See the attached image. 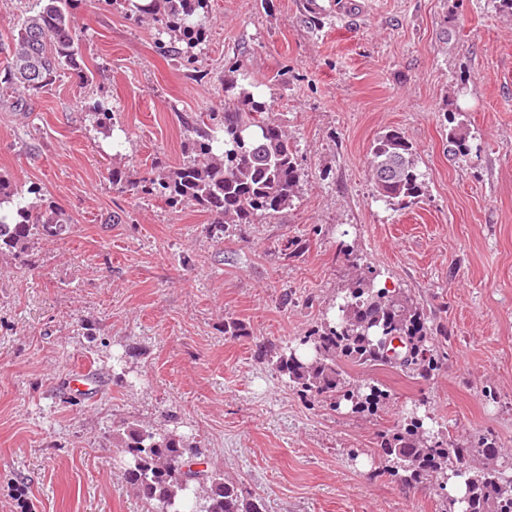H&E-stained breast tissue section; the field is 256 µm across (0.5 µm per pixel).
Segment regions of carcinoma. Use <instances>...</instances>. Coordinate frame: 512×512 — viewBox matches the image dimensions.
<instances>
[{
	"mask_svg": "<svg viewBox=\"0 0 512 512\" xmlns=\"http://www.w3.org/2000/svg\"><path fill=\"white\" fill-rule=\"evenodd\" d=\"M71 6L72 0H44L40 10L21 21L12 38L9 65L0 76V96L17 85L40 90L62 68L89 81ZM207 8L208 0L134 5L138 13L160 14L161 33L184 44L173 55L185 68L195 63L193 49L202 39ZM225 91L235 96L236 107L222 114L205 112L185 128L187 148L196 158L141 186V192L172 208L190 205L207 213L219 228L226 220L254 224L275 215L292 203L301 181L293 144L265 117L270 103L234 79L226 82ZM369 167L381 201L406 206L424 193L416 149L400 131L389 130L373 142ZM68 224L62 209L42 212L0 176V255L23 254L33 237H58ZM439 336L446 337L444 327L428 325L413 299L378 288L374 275L360 273L337 304L336 322L275 353L271 364L306 399L333 405L347 401L356 410L372 409L389 394L371 377L351 380L347 365L399 369L426 381L440 363L435 346ZM114 440L122 455L121 479L151 512H182L180 502L187 492L202 501L199 512H266L261 498L209 468L203 449L187 448L173 434L131 424L116 430ZM381 448L392 462L391 475L407 485L449 469L468 472L464 512H512V483L485 465L472 469L475 460L496 455L486 441L480 448H469L444 436L426 435L419 418L412 416L383 437Z\"/></svg>",
	"mask_w": 512,
	"mask_h": 512,
	"instance_id": "obj_1",
	"label": "carcinoma"
}]
</instances>
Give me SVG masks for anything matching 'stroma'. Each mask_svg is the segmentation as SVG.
<instances>
[{
  "instance_id": "1",
  "label": "stroma",
  "mask_w": 512,
  "mask_h": 512,
  "mask_svg": "<svg viewBox=\"0 0 512 512\" xmlns=\"http://www.w3.org/2000/svg\"><path fill=\"white\" fill-rule=\"evenodd\" d=\"M127 3L73 4L92 81L64 70L0 98V176L71 220L0 256V512H148L118 476L112 432L131 421L205 450L267 512H438L436 482L386 471L381 437L411 410L427 431L493 439L512 474V15L495 0H210L187 69ZM243 76L296 149L290 207L215 233L194 207L113 186L116 168L138 184L188 162L186 121L223 111L225 78ZM101 100L108 133L89 116ZM453 128L467 156L449 153ZM390 129L426 175L406 208L376 200L369 172ZM349 249L447 330L430 381L352 368L389 392L360 413L303 398L266 356L327 323ZM81 370L95 400L63 392Z\"/></svg>"
}]
</instances>
